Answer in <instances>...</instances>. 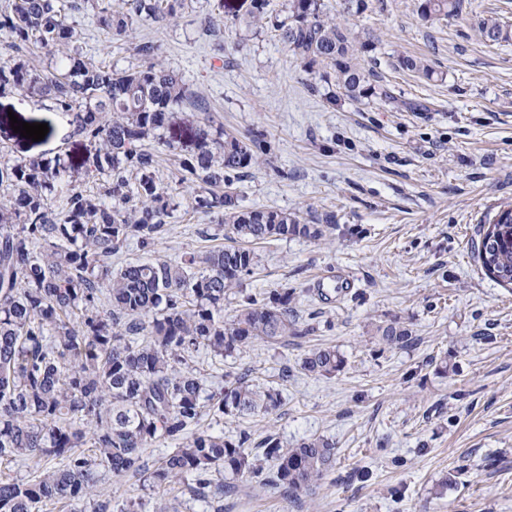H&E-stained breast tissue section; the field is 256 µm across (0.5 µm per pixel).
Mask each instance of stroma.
Here are the masks:
<instances>
[{"mask_svg":"<svg viewBox=\"0 0 512 512\" xmlns=\"http://www.w3.org/2000/svg\"><path fill=\"white\" fill-rule=\"evenodd\" d=\"M215 0H187L178 21H144L160 57L201 95L209 111L175 110L170 128L191 149V127L212 115L225 131L261 135L262 166L235 179L247 209L328 217L326 237L257 244L258 264L224 302L294 291L290 307L309 333L254 343L208 376L249 373L280 390L270 414L225 417L224 435L248 432L261 452L267 435L284 447L312 437L336 442V465L313 493L286 498L253 482L225 497L224 512H512V288L486 275L474 254L484 216L512 203V40L489 44L479 20L512 26V0H471L461 15L427 23L419 0H364L347 23L371 52L391 100H327L320 77L296 61L272 27L225 24L224 44L203 36ZM88 52L103 64L134 63L92 16L80 21ZM421 58L425 79L403 68ZM50 123L38 142L11 117ZM49 100L0 96V157L44 153L80 169L87 150ZM208 221L181 205L154 248L177 257L207 245ZM399 321L414 338L395 348L377 328ZM333 346L346 364L332 377L301 368L314 348Z\"/></svg>","mask_w":512,"mask_h":512,"instance_id":"35a3bbf8","label":"stroma"}]
</instances>
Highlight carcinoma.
I'll list each match as a JSON object with an SVG mask.
<instances>
[{"label":"carcinoma","mask_w":512,"mask_h":512,"mask_svg":"<svg viewBox=\"0 0 512 512\" xmlns=\"http://www.w3.org/2000/svg\"><path fill=\"white\" fill-rule=\"evenodd\" d=\"M5 0L0 6V94L46 97L87 142L82 175L59 156L0 161V464L27 468L0 478V512H43L63 501L92 512L102 476L133 474L145 491H174L155 512H181L185 495L224 512V496L248 479L285 497L311 489L333 467L335 443L322 437L293 448L268 436L262 458L235 439L200 428L204 417L270 413L281 393L240 376L215 388L196 368L199 355L232 356L256 341L303 337L291 314V292L242 299L224 318V298L253 272L258 257L243 242L290 236L319 238L322 229L296 215L247 210L230 180L260 164L256 137L245 142L213 117L196 133L195 150L178 151L170 112L199 103L182 77L159 60L152 41L133 43L139 64H99L88 56L78 19L92 15L111 39L131 38L143 19L184 14L186 0ZM250 0L248 23L271 25L305 70L320 73L329 98L393 99L355 54L350 29L324 0ZM469 0H420L427 22L461 14ZM486 43L512 39L496 18L478 25ZM360 48L369 51L371 43ZM400 64L430 79L420 58ZM173 158L167 179L160 155ZM97 191L85 188L88 181ZM192 190V210L213 224L211 237L231 244L184 251L178 258L138 259L114 268L112 256L132 244L148 250L168 231L178 196ZM476 256L485 273L512 285V205L485 216ZM391 347L411 343L397 321L379 327ZM333 347L314 349L301 368L329 377L344 366ZM169 448L147 466L143 452Z\"/></svg>","instance_id":"cac0c4a2"}]
</instances>
